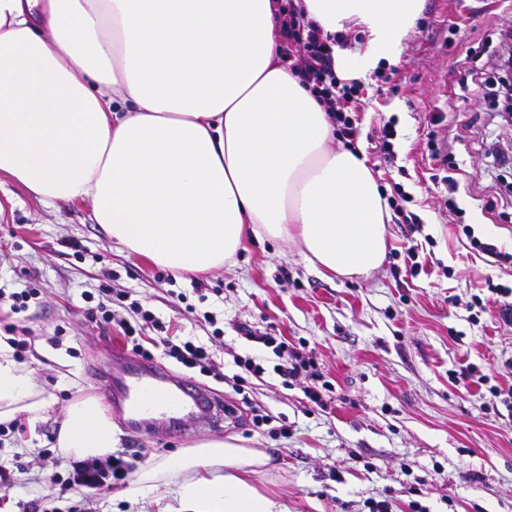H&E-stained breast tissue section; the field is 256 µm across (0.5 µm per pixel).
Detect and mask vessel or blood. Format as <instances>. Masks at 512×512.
Segmentation results:
<instances>
[{
	"mask_svg": "<svg viewBox=\"0 0 512 512\" xmlns=\"http://www.w3.org/2000/svg\"><path fill=\"white\" fill-rule=\"evenodd\" d=\"M107 377L112 406L121 412L138 416L178 412L189 428L214 412L212 403L192 378L169 375L157 365L143 364L132 369L118 361Z\"/></svg>",
	"mask_w": 512,
	"mask_h": 512,
	"instance_id": "vessel-or-blood-1",
	"label": "vessel or blood"
}]
</instances>
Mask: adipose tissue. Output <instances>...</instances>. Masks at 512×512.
Returning <instances> with one entry per match:
<instances>
[{
	"instance_id": "1",
	"label": "adipose tissue",
	"mask_w": 512,
	"mask_h": 512,
	"mask_svg": "<svg viewBox=\"0 0 512 512\" xmlns=\"http://www.w3.org/2000/svg\"><path fill=\"white\" fill-rule=\"evenodd\" d=\"M333 34L368 30L396 59L420 0H296ZM278 0H0V173L44 202L88 206L130 252L175 274L224 267L247 236L298 244L321 273L365 275L388 214L363 154L280 54ZM46 401L0 343V422ZM101 398L67 405L56 446L104 457ZM255 454L221 439L142 470L129 497L179 480L166 512H286L253 482Z\"/></svg>"
}]
</instances>
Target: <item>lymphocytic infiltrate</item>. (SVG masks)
I'll use <instances>...</instances> for the list:
<instances>
[{"instance_id":"lymphocytic-infiltrate-1","label":"lymphocytic infiltrate","mask_w":512,"mask_h":512,"mask_svg":"<svg viewBox=\"0 0 512 512\" xmlns=\"http://www.w3.org/2000/svg\"><path fill=\"white\" fill-rule=\"evenodd\" d=\"M280 33L283 40V55L290 67L299 74L307 87L330 113L335 124L337 138L347 146H354L359 130L354 117L355 104L360 96L361 85L358 81H345L336 73L334 48L344 41L342 35L325 34L322 28L312 21L304 20L293 0H285L280 12ZM86 302V315L90 322L102 327L113 326L119 329L130 345L132 351L145 358L152 359L153 354L139 341L143 330L157 331L155 344L161 347L164 357L191 372L213 377L216 381L229 383L233 392L238 395L243 410L250 414L253 427H260L269 422V415L263 414L260 407L253 403L248 391L249 378H259L265 372L262 363L250 356L234 357L237 371L233 375H225L217 369L212 354L203 343L192 338L173 340L166 333V325L152 311L141 305H134L136 322L116 318L113 309L123 306L126 296L112 293L110 288L100 287L98 293H83ZM241 333L248 340L271 348L277 358L273 371L283 381H290L298 376H306L317 380L321 374L312 357L290 346L287 339L269 333H258L248 326H241ZM143 454L133 455L125 460L111 457L106 461L84 460L74 463L72 483L94 491L110 489L112 482H120L135 471L143 462Z\"/></svg>"}]
</instances>
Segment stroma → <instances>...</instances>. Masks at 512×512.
<instances>
[{
	"mask_svg": "<svg viewBox=\"0 0 512 512\" xmlns=\"http://www.w3.org/2000/svg\"><path fill=\"white\" fill-rule=\"evenodd\" d=\"M477 5L422 0L397 59L360 63L356 146L379 188L402 185L422 219L414 233L388 220L385 259L369 276L329 279L299 247L251 238L223 270L167 282L160 267L112 240L87 206L40 201L0 173V286L38 291L25 312L0 319V337L12 325L30 330L33 352L21 367L48 402L35 431L0 445V469L14 480L0 486V512H23L33 499L47 512H69L88 496L95 512H162L176 494L171 482L135 499L120 486L65 491L69 459L43 458L65 406L108 395L101 367L109 355H130L116 328L96 327L83 311L82 293L103 285L152 309L170 335L206 344L226 375L237 355L276 361L238 334L245 322L304 346L333 385L322 409L306 398L305 377L287 387L269 370L254 380L255 403L287 418L286 438L230 418L185 434L135 431L116 412L121 451H142L149 465L206 439L236 438L263 452L257 484L288 512H368L371 498L391 502L392 512H412L414 501L424 512H512V411L461 373L472 363L491 384L512 387V327L500 318L502 297L483 287L488 279L511 284L512 267L471 250L462 231L471 225L482 242L512 253V127L492 108L497 61L512 53V38L501 35L512 28V0H491L481 13ZM390 120L396 156L387 161L369 136ZM451 196L459 212L449 211ZM476 293L485 309L473 324L466 304Z\"/></svg>",
	"mask_w": 512,
	"mask_h": 512,
	"instance_id": "35a3bbf8",
	"label": "stroma"
}]
</instances>
